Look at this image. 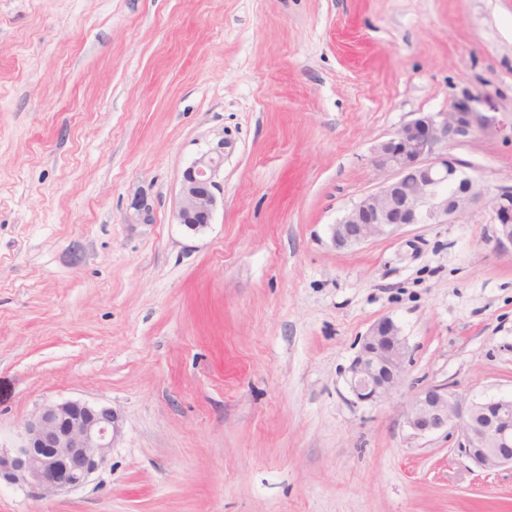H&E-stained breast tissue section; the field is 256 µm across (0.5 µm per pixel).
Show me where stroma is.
<instances>
[{"mask_svg": "<svg viewBox=\"0 0 512 512\" xmlns=\"http://www.w3.org/2000/svg\"><path fill=\"white\" fill-rule=\"evenodd\" d=\"M470 97L438 145L512 184V0H0V445L47 401L112 406L82 489L0 512H512V468L414 436L432 385L512 396V252L488 209L338 249L372 150ZM226 140L213 221L175 213ZM149 224L127 217L137 195ZM391 398L346 371L379 319ZM409 348L398 324L390 317L375 322L361 339L347 381L359 402H383L403 382Z\"/></svg>", "mask_w": 512, "mask_h": 512, "instance_id": "obj_1", "label": "stroma"}]
</instances>
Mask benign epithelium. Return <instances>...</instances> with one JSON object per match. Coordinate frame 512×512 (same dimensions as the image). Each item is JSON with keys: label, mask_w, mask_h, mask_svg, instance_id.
I'll return each instance as SVG.
<instances>
[{"label": "benign epithelium", "mask_w": 512, "mask_h": 512, "mask_svg": "<svg viewBox=\"0 0 512 512\" xmlns=\"http://www.w3.org/2000/svg\"><path fill=\"white\" fill-rule=\"evenodd\" d=\"M472 121L468 100L461 99L442 120L421 113L378 144L373 164L386 177L332 225L334 246L363 244L411 224L464 219L485 204L492 212L496 248L512 251V186L491 190L467 176L458 159L435 153L441 140L468 134ZM224 149L221 140L183 173L176 221L190 234H202L212 224ZM127 220L153 222L146 199L133 203ZM408 357L398 324L390 317L378 320L362 337L349 367L350 394L359 402L385 401L402 385ZM405 420L419 437L457 430L460 453L481 470L512 466V397L466 402L445 385L428 386L412 396ZM119 431V416L110 406L48 402L24 424L17 446L0 448V481L25 484L45 495L71 493L107 464Z\"/></svg>", "instance_id": "benign-epithelium-1"}]
</instances>
